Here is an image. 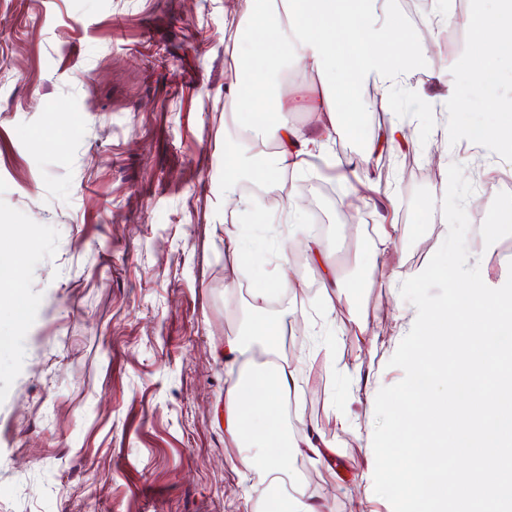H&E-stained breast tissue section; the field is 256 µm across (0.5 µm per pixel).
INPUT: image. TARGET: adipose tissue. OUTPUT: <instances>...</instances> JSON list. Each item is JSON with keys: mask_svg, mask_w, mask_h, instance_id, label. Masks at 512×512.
I'll return each mask as SVG.
<instances>
[{"mask_svg": "<svg viewBox=\"0 0 512 512\" xmlns=\"http://www.w3.org/2000/svg\"><path fill=\"white\" fill-rule=\"evenodd\" d=\"M390 0H242L240 26L225 46L236 80L224 93V206L235 205L231 188L259 174L277 178L300 168L303 156L325 147L339 123L356 125L352 101L355 86L379 79L386 96L378 107L388 111V97L406 91L402 74L417 64L421 53L401 15ZM474 30L466 57L477 78L492 76L498 63L512 56V0H498L496 12L475 14ZM295 62L320 77L317 89L301 97L293 109H284L275 93V78ZM316 112L321 132L311 137L296 127L293 112ZM457 138L497 144L512 156V97L502 100L495 119L478 129L460 128ZM275 145L270 165L257 167L259 146ZM19 261L11 238L0 229V309L22 314L25 296L9 272ZM290 267H282L276 283L254 289L253 309L259 320L251 333L254 343L276 353L285 334L282 317L267 313L274 293L292 287ZM251 343V344H254ZM251 344L226 340L225 355H245ZM297 370L278 369L274 374L255 372L233 381L224 397V429L230 439L265 449L267 484L258 491L260 500L278 494L277 512H330L328 504L306 496L301 483L291 477V456L308 453L331 463L334 450L320 436L307 432L285 438L279 411L295 390Z\"/></svg>", "mask_w": 512, "mask_h": 512, "instance_id": "ef3b65f1", "label": "adipose tissue"}]
</instances>
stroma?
<instances>
[{"label": "stroma", "mask_w": 512, "mask_h": 512, "mask_svg": "<svg viewBox=\"0 0 512 512\" xmlns=\"http://www.w3.org/2000/svg\"><path fill=\"white\" fill-rule=\"evenodd\" d=\"M240 19V0H0V225L18 230L13 275L27 297L21 319L0 313V512H255L265 470L243 466L224 432L240 364L222 351L284 259L295 284L270 311L292 332L272 360L300 374L281 426L336 450L332 467L297 455L290 470L332 512H392L374 491L369 444L416 309L377 280L342 298L367 331L325 312L302 236L270 219L293 204L322 223L338 274L372 262L408 273L447 235L445 166L459 163L474 186L470 259L489 285L512 271V237L499 263L476 244L512 209V192L495 188L512 162L447 137L494 119L512 58L459 103L451 89L469 77L472 28L456 39L413 29L424 55L405 77L411 94L380 114L359 84L358 128L332 134L337 197L312 187L311 167L289 185L256 177L286 198L243 221L218 208L234 81L224 45ZM392 118L413 130L409 142L379 143ZM229 235L249 246L236 270Z\"/></svg>", "instance_id": "stroma-1"}]
</instances>
